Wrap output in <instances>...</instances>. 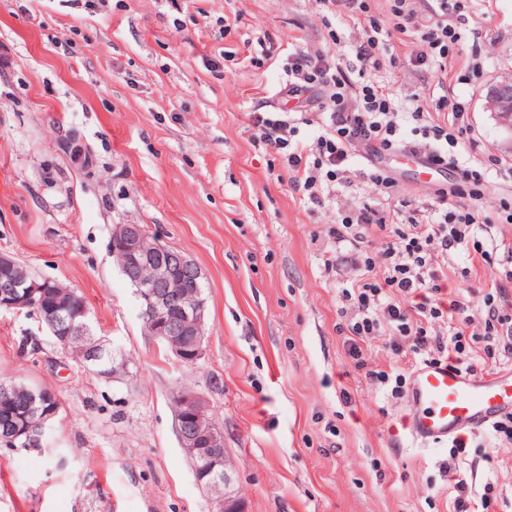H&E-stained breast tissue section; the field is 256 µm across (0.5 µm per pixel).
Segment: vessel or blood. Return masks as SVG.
I'll list each match as a JSON object with an SVG mask.
<instances>
[{
	"label": "vessel or blood",
	"mask_w": 512,
	"mask_h": 512,
	"mask_svg": "<svg viewBox=\"0 0 512 512\" xmlns=\"http://www.w3.org/2000/svg\"><path fill=\"white\" fill-rule=\"evenodd\" d=\"M410 401L405 428L414 446L455 442L512 416V371L479 378L445 361L423 363L411 374Z\"/></svg>",
	"instance_id": "b4317fda"
}]
</instances>
